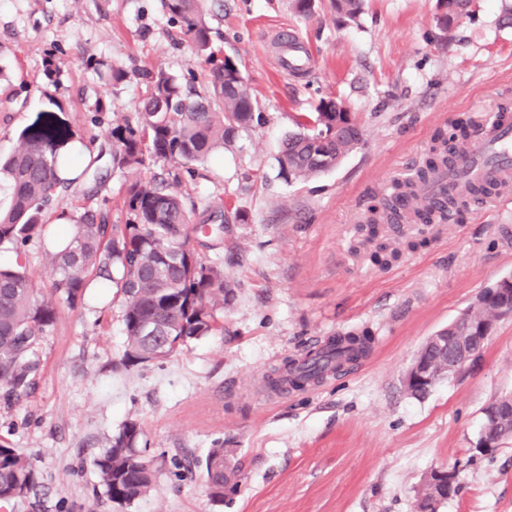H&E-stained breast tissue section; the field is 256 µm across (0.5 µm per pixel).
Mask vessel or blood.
Returning a JSON list of instances; mask_svg holds the SVG:
<instances>
[{
    "label": "vessel or blood",
    "mask_w": 512,
    "mask_h": 512,
    "mask_svg": "<svg viewBox=\"0 0 512 512\" xmlns=\"http://www.w3.org/2000/svg\"><path fill=\"white\" fill-rule=\"evenodd\" d=\"M277 42L284 51L279 64L284 72L299 74L310 70L311 58L300 50V39L291 29H279ZM474 183L495 187L502 201L512 200V114L498 112L482 126L476 144L465 154L460 167L442 174L437 182L438 189L461 193Z\"/></svg>",
    "instance_id": "obj_1"
}]
</instances>
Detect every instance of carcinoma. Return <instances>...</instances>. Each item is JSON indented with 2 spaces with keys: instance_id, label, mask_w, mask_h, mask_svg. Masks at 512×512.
Returning <instances> with one entry per match:
<instances>
[{
  "instance_id": "cac0c4a2",
  "label": "carcinoma",
  "mask_w": 512,
  "mask_h": 512,
  "mask_svg": "<svg viewBox=\"0 0 512 512\" xmlns=\"http://www.w3.org/2000/svg\"><path fill=\"white\" fill-rule=\"evenodd\" d=\"M470 0H448V15L437 20L439 29L468 10ZM171 14L180 20L197 53L210 68L206 90L190 91L163 69L151 74L148 97L135 113L112 127L118 143L111 155L112 167L132 175L123 205L127 219L112 224L106 213L87 211L72 224L54 232L46 230L45 212L75 179L69 177L71 159L63 147L74 133L52 111L40 113L18 133L14 152L0 159V175L9 181L11 202L0 210V247L22 254L33 238L46 245L53 276L50 296H38L26 263L0 266V388L6 397L28 394L38 367L35 354L53 330L60 308L73 307L84 298L90 282L100 279L121 298L125 329L123 365L153 362V351L166 346L171 357L189 343L219 329L224 308L235 299L234 285L224 279V266L202 260L190 246L195 239L210 248L223 238L224 214L188 211L171 178L141 177L147 162L173 160L187 166L201 162L230 143L239 129L255 119L258 103L246 82L234 77L235 65L215 60L203 0H168ZM297 130L283 140L277 157L278 176L286 183L323 174L363 142L361 126L348 107L335 99H323L315 116L296 122ZM472 137L466 122L456 123L451 133L437 132L430 155L415 175L397 185L395 192L369 206L366 240L379 236L380 221L399 210H413L422 224L447 219L458 205L454 197L418 202V188L433 175L463 159L458 145ZM371 344L366 334L334 336L301 357L287 359L272 371L267 386L275 391L303 390L318 383L345 362L364 357ZM168 466L178 478L204 473L210 497L224 500V487L239 485L235 468L224 465V449L184 465L175 458L151 456L143 443V431L135 421L125 422L108 437L104 452L95 459L99 484L107 499L131 505L154 488L158 467ZM41 486V475L31 458L0 446V504L27 499ZM458 485L431 471L416 499V512H434L455 495Z\"/></svg>"
}]
</instances>
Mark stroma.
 <instances>
[{"label": "stroma", "mask_w": 512, "mask_h": 512, "mask_svg": "<svg viewBox=\"0 0 512 512\" xmlns=\"http://www.w3.org/2000/svg\"><path fill=\"white\" fill-rule=\"evenodd\" d=\"M204 9L212 51L240 62L263 115L179 186L198 209L223 205V243L198 253L223 261L236 299L222 330L128 369L112 289L61 308L28 395H0V444L30 456L42 481L36 498L0 512H415L424 476L446 467L460 476L441 512H512V441L491 458L473 450L484 408L512 393V316L424 399L404 388L425 339L512 276V239L500 231L507 211L486 198L445 224L382 228L380 242L396 253L383 266L359 231L368 206L423 165L436 131L512 112V26L500 21L501 0H472L445 33L437 0H363L352 21L330 0H315L308 16L294 0H206ZM282 27L311 52L307 73L280 70L272 34ZM48 56L53 94L98 176L58 196L47 219L90 209L124 223L126 179L112 167L108 131L137 111L155 69L199 90L208 65L165 0H0V156L48 104ZM110 64L127 79L105 83ZM328 97L347 103L364 141L336 168L285 183L281 144ZM362 330L374 343L355 365L304 391H268L284 359ZM129 420L154 455L192 461L224 444L226 464L242 474L237 493L216 502L201 472L184 481L164 472L132 505L107 500L93 461Z\"/></svg>", "instance_id": "1"}]
</instances>
